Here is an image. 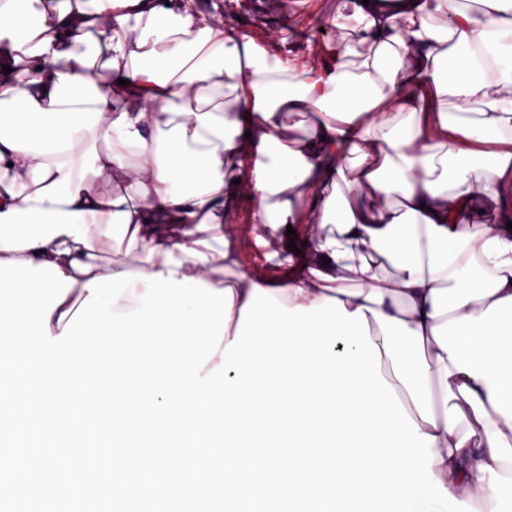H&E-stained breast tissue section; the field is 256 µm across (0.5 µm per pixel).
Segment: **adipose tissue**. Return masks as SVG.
<instances>
[{"mask_svg":"<svg viewBox=\"0 0 512 512\" xmlns=\"http://www.w3.org/2000/svg\"><path fill=\"white\" fill-rule=\"evenodd\" d=\"M481 4L344 0L314 65L227 33L224 0H0V260L73 279L55 336L116 248L231 289L228 341L257 286L362 311L436 479L493 512L512 487V0ZM243 182L288 275L240 263Z\"/></svg>","mask_w":512,"mask_h":512,"instance_id":"adipose-tissue-1","label":"adipose tissue"}]
</instances>
